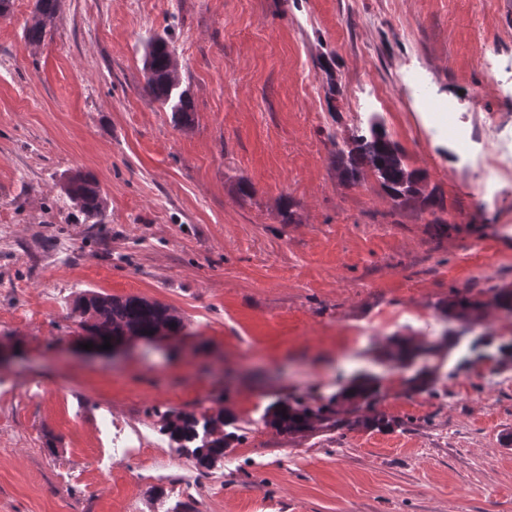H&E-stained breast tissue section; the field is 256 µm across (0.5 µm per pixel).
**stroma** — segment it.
<instances>
[{
  "mask_svg": "<svg viewBox=\"0 0 512 512\" xmlns=\"http://www.w3.org/2000/svg\"><path fill=\"white\" fill-rule=\"evenodd\" d=\"M33 5L0 17V512H512V314L492 304L512 288V0H59L37 49ZM164 32L186 128L143 90ZM374 125L442 209L344 181L337 145ZM78 170L103 223L64 193ZM455 288L488 302L478 323L444 316ZM87 290L162 302L188 334L82 349ZM426 367L432 392L408 393ZM363 373L391 429L269 426L273 402ZM222 409L241 438L213 468L160 431ZM70 202L84 216L87 224H100L104 220L106 199L103 197L97 180L89 174L76 173L71 187L63 186ZM421 350L420 347H414L402 337H394L390 344L386 357L399 365H406Z\"/></svg>",
  "mask_w": 512,
  "mask_h": 512,
  "instance_id": "35a3bbf8",
  "label": "stroma"
}]
</instances>
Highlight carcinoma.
<instances>
[{"instance_id": "obj_1", "label": "carcinoma", "mask_w": 512, "mask_h": 512, "mask_svg": "<svg viewBox=\"0 0 512 512\" xmlns=\"http://www.w3.org/2000/svg\"><path fill=\"white\" fill-rule=\"evenodd\" d=\"M58 8V0H35L33 22L25 29V40L39 45L47 35L48 23ZM144 65L149 67L144 92L158 102L178 126L193 121L194 105L187 91L168 82V62L173 49L167 35L154 34L144 44ZM336 163L343 167L348 180L357 182L365 170L372 171L385 193L400 206L418 202L424 208H441L443 204L432 196L422 198L416 188L420 173L406 168L397 145L381 129H372L367 135L354 139L352 146L336 148ZM70 202L84 216L87 224L104 220L106 199L97 180L89 174L77 173L71 186L64 187ZM483 302L470 290L456 289L448 297L444 314L450 319L472 323L477 319ZM73 313L79 318V327L88 337L100 343L105 339L117 341L136 333L152 336L160 330L179 335L186 324L170 307L138 296H114L89 291L77 300ZM420 348L402 337L392 339L386 357L399 365L411 362ZM434 378L431 372L421 370L407 380L409 390L429 392ZM379 396L378 380L371 375H360L335 397L320 404L303 400L277 401L269 407V424L280 433L291 437H305L320 430L384 429L392 421L376 408ZM230 415L222 412L203 413L170 411L162 415V431L176 444L180 452L191 455L201 467H209L224 459V449L238 438L233 432L222 437L209 438V428L228 424Z\"/></svg>"}]
</instances>
